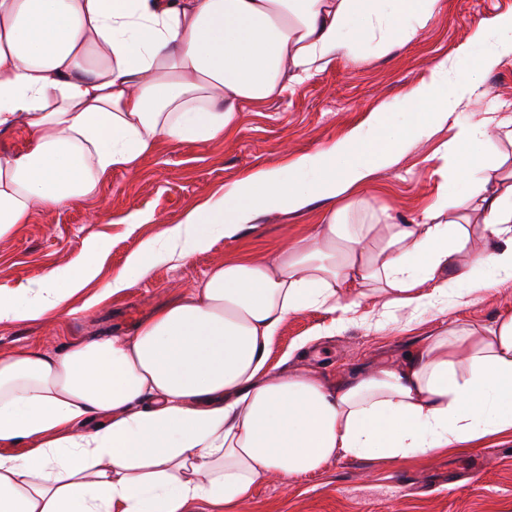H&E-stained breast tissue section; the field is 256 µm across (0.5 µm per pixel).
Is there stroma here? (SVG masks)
<instances>
[{
	"label": "stroma",
	"mask_w": 512,
	"mask_h": 512,
	"mask_svg": "<svg viewBox=\"0 0 512 512\" xmlns=\"http://www.w3.org/2000/svg\"><path fill=\"white\" fill-rule=\"evenodd\" d=\"M510 12L512 0H441L429 26L412 41L385 54L365 43L359 58L337 57L291 84L282 97L244 106L237 125L223 137L197 143L159 139L133 167L102 177L95 194L66 207L36 210L29 223L0 238V287H36L49 269L69 276L90 243L100 258L99 274L70 300V312L55 321L0 324V353L29 348L60 353L75 340L131 336L141 319L199 287L225 261L267 260L295 240L313 236L327 207L323 200L262 218L231 238L215 235L207 249L187 257H162L129 288L102 304L87 303L143 241L163 238L170 225L224 184L258 167L287 171L293 158L317 153L353 128L368 126L380 107L386 108L387 120L376 139L388 142L403 134L413 120L406 95L427 77L435 59L448 58L461 75L477 77L485 88L460 112L461 121L479 124L511 116L512 57L479 70L482 47L473 38L478 23ZM452 136V129L443 127L395 166L375 172L366 195L393 215L416 218L437 196L442 162L436 151ZM144 211L153 213L152 223H129V216ZM453 289L447 302L408 330L398 323L380 331L352 325L312 343L309 335L331 317L300 310L280 326L268 366L280 374L311 370L333 382L358 367L398 360L420 336L448 325H489L512 314V281L465 304L456 297L461 284ZM231 512H512V433L460 451L418 452L406 459L341 454L313 474L259 479Z\"/></svg>",
	"instance_id": "stroma-1"
}]
</instances>
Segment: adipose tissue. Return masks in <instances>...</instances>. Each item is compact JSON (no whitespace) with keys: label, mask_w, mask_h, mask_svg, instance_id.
Wrapping results in <instances>:
<instances>
[{"label":"adipose tissue","mask_w":512,"mask_h":512,"mask_svg":"<svg viewBox=\"0 0 512 512\" xmlns=\"http://www.w3.org/2000/svg\"><path fill=\"white\" fill-rule=\"evenodd\" d=\"M438 9L439 0H0V130L26 133L23 149L0 153V237L36 209L92 194L158 137L223 136L242 105L283 95L336 56L357 58L359 42L342 36L354 17L384 54ZM475 39L488 45L480 69L511 56L512 13L479 24ZM449 74L437 60L411 89L412 131L388 144L357 127L297 156L292 180L258 168L226 184L165 241L143 242L91 301L147 273L165 245L185 257L314 197L329 203L315 238L268 261L225 262L127 339L0 354V512H188L197 500L224 512L259 478L312 474L340 454L404 458L512 431V315L450 325L396 363L333 384L267 366L279 326L300 310L378 331L399 311L414 319L447 301L454 280L471 294L512 280V171L473 150L492 135L512 143V118L459 122L483 91ZM448 123L440 152L466 194L440 190L410 224L370 213L371 176ZM96 275L90 247L70 277L50 269L38 287L1 288L0 323L57 315ZM371 295L381 302L368 316L359 308ZM21 442L26 455L7 454Z\"/></svg>","instance_id":"obj_1"}]
</instances>
